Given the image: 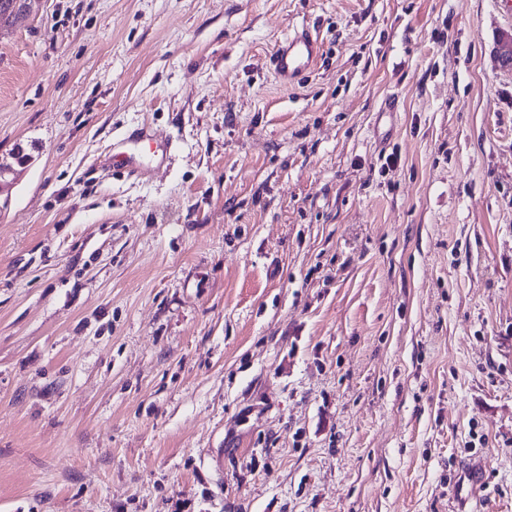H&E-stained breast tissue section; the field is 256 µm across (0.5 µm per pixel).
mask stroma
Here are the masks:
<instances>
[{
  "label": "stroma",
  "instance_id": "35a3bbf8",
  "mask_svg": "<svg viewBox=\"0 0 512 512\" xmlns=\"http://www.w3.org/2000/svg\"><path fill=\"white\" fill-rule=\"evenodd\" d=\"M506 31L499 0H31L0 512H512ZM317 36L304 26L295 28L281 38L269 56V68L283 87L291 86L316 66L321 56Z\"/></svg>",
  "mask_w": 512,
  "mask_h": 512
}]
</instances>
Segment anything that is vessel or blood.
<instances>
[{
	"instance_id": "1",
	"label": "vessel or blood",
	"mask_w": 512,
	"mask_h": 512,
	"mask_svg": "<svg viewBox=\"0 0 512 512\" xmlns=\"http://www.w3.org/2000/svg\"><path fill=\"white\" fill-rule=\"evenodd\" d=\"M321 44L304 27L293 29L281 38L269 56V68L281 86L288 87L316 66Z\"/></svg>"
}]
</instances>
